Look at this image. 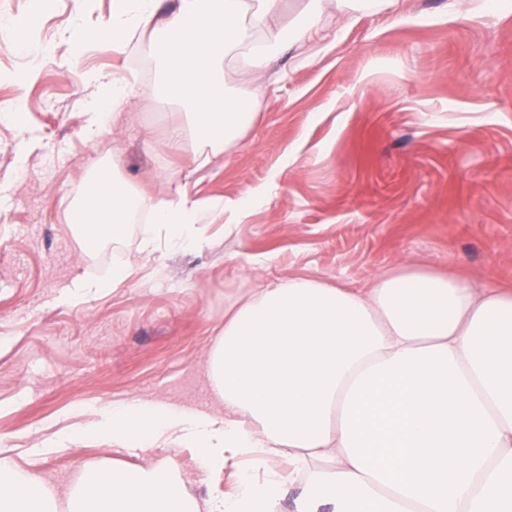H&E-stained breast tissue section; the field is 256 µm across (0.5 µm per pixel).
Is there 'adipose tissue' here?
<instances>
[{
	"mask_svg": "<svg viewBox=\"0 0 512 512\" xmlns=\"http://www.w3.org/2000/svg\"><path fill=\"white\" fill-rule=\"evenodd\" d=\"M157 21V0H112L108 21L75 24V44L124 49L148 34L161 82L199 139L219 150L255 121L232 97L228 59L264 60L282 0H178ZM139 204L122 179L99 175L72 217L90 240L123 235ZM199 205L157 208L172 247L202 238ZM223 418L159 401L116 402L105 428L117 448L161 442L195 449L202 467L251 459L234 496L208 512H280L287 484L305 481L293 512H512V289L474 290L423 269L375 276L365 288L291 278L263 288L225 319L209 360ZM288 451L287 469L268 467ZM168 467L125 474L89 468L66 492L68 512H195L174 497ZM0 512H56L38 475L0 457Z\"/></svg>",
	"mask_w": 512,
	"mask_h": 512,
	"instance_id": "1",
	"label": "adipose tissue"
}]
</instances>
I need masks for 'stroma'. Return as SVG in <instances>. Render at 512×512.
<instances>
[{"label":"stroma","instance_id":"stroma-1","mask_svg":"<svg viewBox=\"0 0 512 512\" xmlns=\"http://www.w3.org/2000/svg\"><path fill=\"white\" fill-rule=\"evenodd\" d=\"M308 0H284L262 82L235 85L258 115L220 152L199 143L159 91L153 59L92 40L74 48L111 0H0V456L65 492L91 465L126 473L169 464L175 496L223 498L244 461L217 472L193 449L131 453L96 429L114 402L161 399L217 413L208 378L224 316L261 288L294 277L364 287L400 266L440 271L473 288L512 286V0H401L398 15L353 26L324 16L305 53L290 45ZM30 22V49L15 19ZM96 71L127 81L109 116L112 148L88 138ZM182 127L179 144L171 131ZM113 170L139 214L187 194L202 240L158 238L146 224L87 245L71 215L93 171ZM260 203L244 205L247 195ZM119 264L123 273H98Z\"/></svg>","mask_w":512,"mask_h":512}]
</instances>
